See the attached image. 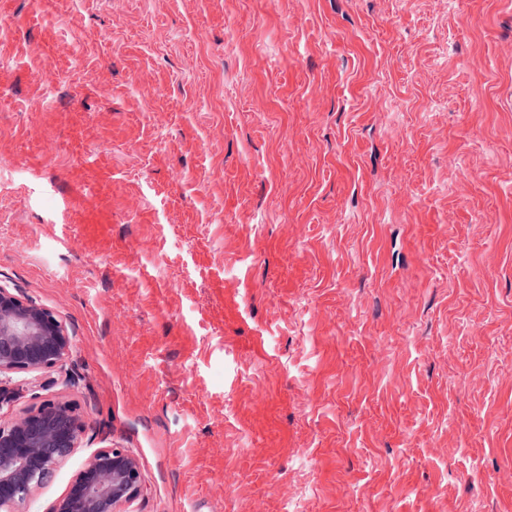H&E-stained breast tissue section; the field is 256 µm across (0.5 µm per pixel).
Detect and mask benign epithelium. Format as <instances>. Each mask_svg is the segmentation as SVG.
<instances>
[{"label": "benign epithelium", "mask_w": 512, "mask_h": 512, "mask_svg": "<svg viewBox=\"0 0 512 512\" xmlns=\"http://www.w3.org/2000/svg\"><path fill=\"white\" fill-rule=\"evenodd\" d=\"M71 347V336L50 309L0 285V378L65 373ZM83 433L76 406L56 397L18 416H0V512H25L35 490L80 447ZM143 489L136 456L123 448H99L46 512H130Z\"/></svg>", "instance_id": "benign-epithelium-1"}]
</instances>
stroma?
I'll list each match as a JSON object with an SVG mask.
<instances>
[{
  "instance_id": "stroma-1",
  "label": "stroma",
  "mask_w": 512,
  "mask_h": 512,
  "mask_svg": "<svg viewBox=\"0 0 512 512\" xmlns=\"http://www.w3.org/2000/svg\"><path fill=\"white\" fill-rule=\"evenodd\" d=\"M0 285L132 512H512V0H0Z\"/></svg>"
}]
</instances>
